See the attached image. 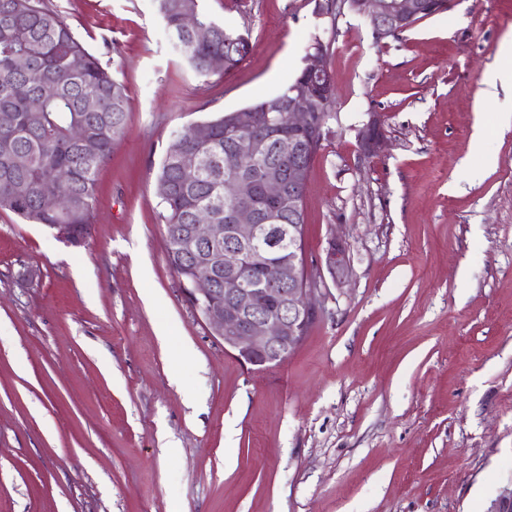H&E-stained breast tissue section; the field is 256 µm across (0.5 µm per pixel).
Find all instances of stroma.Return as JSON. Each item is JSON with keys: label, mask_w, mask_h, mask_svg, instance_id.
Wrapping results in <instances>:
<instances>
[{"label": "stroma", "mask_w": 512, "mask_h": 512, "mask_svg": "<svg viewBox=\"0 0 512 512\" xmlns=\"http://www.w3.org/2000/svg\"><path fill=\"white\" fill-rule=\"evenodd\" d=\"M127 88L122 141L74 247L0 210V512H487L512 485V0L374 42L315 0H202L248 32L198 77L154 0H47ZM332 41L335 112L303 199L304 256L342 239L284 361L253 369L185 300L157 171L195 122L282 91ZM385 114L386 144L356 130ZM485 93L495 94L498 84L512 87V60L510 65L491 67L484 74ZM385 119L378 112H368V120L357 129V141L364 155L372 157L385 144ZM325 267L332 280L341 287L352 276V265L345 244L336 238L329 241L325 253Z\"/></svg>", "instance_id": "1"}]
</instances>
